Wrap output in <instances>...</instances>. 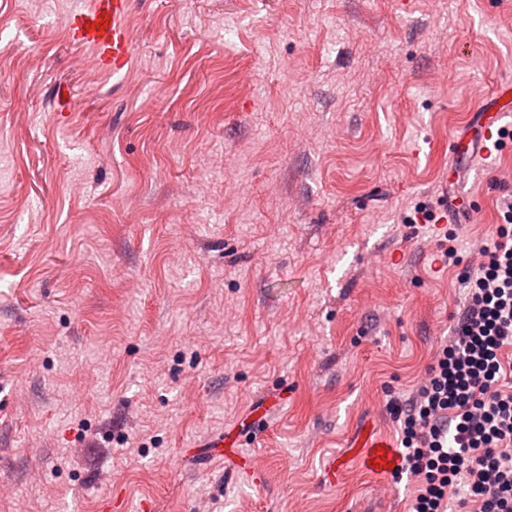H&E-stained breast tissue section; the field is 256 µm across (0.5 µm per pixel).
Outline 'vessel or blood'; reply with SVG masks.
Listing matches in <instances>:
<instances>
[{"label": "vessel or blood", "mask_w": 512, "mask_h": 512, "mask_svg": "<svg viewBox=\"0 0 512 512\" xmlns=\"http://www.w3.org/2000/svg\"><path fill=\"white\" fill-rule=\"evenodd\" d=\"M102 19L108 22L103 30L97 26ZM68 37L92 47L106 70L119 73L134 50L132 0H92L88 9L73 14ZM489 101L478 121V146L487 154L500 150V132L512 124V81L497 85Z\"/></svg>", "instance_id": "vessel-or-blood-1"}]
</instances>
